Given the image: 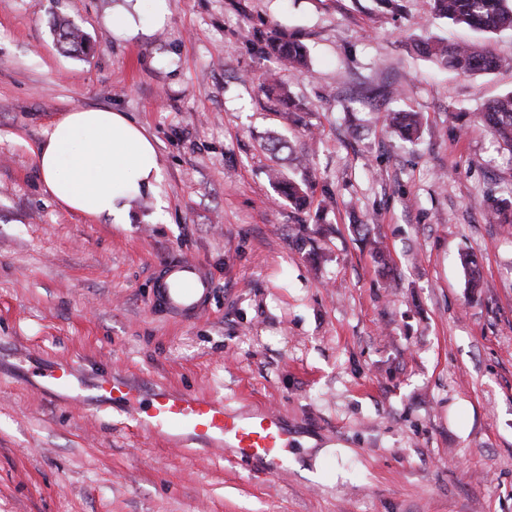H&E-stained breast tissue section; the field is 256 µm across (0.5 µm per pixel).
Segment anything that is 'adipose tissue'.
Instances as JSON below:
<instances>
[{"label": "adipose tissue", "mask_w": 512, "mask_h": 512, "mask_svg": "<svg viewBox=\"0 0 512 512\" xmlns=\"http://www.w3.org/2000/svg\"><path fill=\"white\" fill-rule=\"evenodd\" d=\"M35 160L58 203L113 224L129 223L132 201L158 191L155 145L121 112L86 109L56 118L44 127Z\"/></svg>", "instance_id": "1"}]
</instances>
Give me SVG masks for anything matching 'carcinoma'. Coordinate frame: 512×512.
I'll list each match as a JSON object with an SVG mask.
<instances>
[{
	"mask_svg": "<svg viewBox=\"0 0 512 512\" xmlns=\"http://www.w3.org/2000/svg\"><path fill=\"white\" fill-rule=\"evenodd\" d=\"M433 12L456 25L474 28L483 33L512 30V0H432ZM59 42L70 52H82L87 39L78 27L70 23L57 24ZM266 53L281 64L291 67L305 64L307 48L299 40L276 31L267 38ZM422 55L434 59L465 74H480L495 69L499 62L489 56L478 43L443 46L434 42L417 45ZM479 117L493 130L500 146L512 153V92L489 102ZM386 123L401 139L413 142L418 139L420 121L410 112H389ZM270 179L278 191L298 208L311 204L312 187L288 177L279 170H272ZM487 216L502 224H512V189L508 197L488 206Z\"/></svg>",
	"mask_w": 512,
	"mask_h": 512,
	"instance_id": "carcinoma-1",
	"label": "carcinoma"
}]
</instances>
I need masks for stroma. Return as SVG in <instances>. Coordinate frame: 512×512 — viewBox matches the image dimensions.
I'll list each match as a JSON object with an SVG mask.
<instances>
[{"label":"stroma","instance_id":"35a3bbf8","mask_svg":"<svg viewBox=\"0 0 512 512\" xmlns=\"http://www.w3.org/2000/svg\"><path fill=\"white\" fill-rule=\"evenodd\" d=\"M125 4L0 0V512H512V224L485 218L512 153L477 117L512 91V30L476 34L430 0H167L164 26L129 36L108 24ZM63 18L85 52L61 47ZM275 28L306 45V69L265 53ZM428 38L481 39L502 65L443 68L418 53ZM272 70L303 125L261 92ZM84 108L126 113L155 143L159 193L131 223L44 188L41 132ZM391 111L423 114L415 143L385 127ZM273 131L286 156L265 149ZM277 164L313 185L310 208L277 195ZM299 224L321 225L316 257ZM171 257L213 276L197 320L150 307ZM50 357L273 409L293 463L269 477L58 403L30 386Z\"/></svg>","mask_w":512,"mask_h":512}]
</instances>
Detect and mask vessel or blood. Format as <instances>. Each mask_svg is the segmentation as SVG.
Listing matches in <instances>:
<instances>
[{"mask_svg":"<svg viewBox=\"0 0 512 512\" xmlns=\"http://www.w3.org/2000/svg\"><path fill=\"white\" fill-rule=\"evenodd\" d=\"M212 294V277L203 263L167 259L159 262L154 274L151 307L171 319L195 320L208 311ZM36 375L39 391L67 403L119 409L132 427L148 436H163L168 445L189 441L205 449L229 448L234 457L260 465L269 475L288 468L292 434L271 411L244 413L215 395L134 381L112 371L89 381L79 366L60 359L38 367Z\"/></svg>","mask_w":512,"mask_h":512,"instance_id":"b4317fda","label":"vessel or blood"}]
</instances>
